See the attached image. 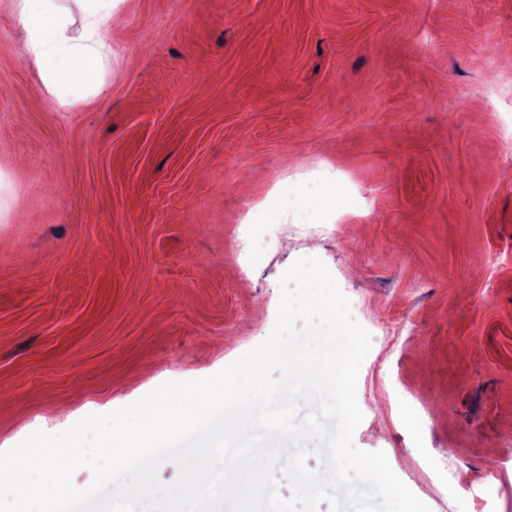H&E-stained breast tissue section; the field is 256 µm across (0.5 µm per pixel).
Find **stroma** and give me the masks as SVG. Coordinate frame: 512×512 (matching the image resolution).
Segmentation results:
<instances>
[{
    "mask_svg": "<svg viewBox=\"0 0 512 512\" xmlns=\"http://www.w3.org/2000/svg\"><path fill=\"white\" fill-rule=\"evenodd\" d=\"M96 4L109 49L52 94L0 0V448L218 373L314 256L371 336L356 446L431 512H512V0ZM39 10L85 44L81 0ZM329 161L360 191L306 199Z\"/></svg>",
    "mask_w": 512,
    "mask_h": 512,
    "instance_id": "stroma-1",
    "label": "stroma"
}]
</instances>
